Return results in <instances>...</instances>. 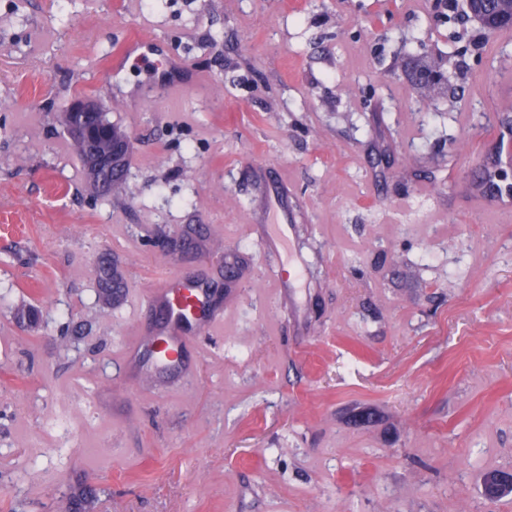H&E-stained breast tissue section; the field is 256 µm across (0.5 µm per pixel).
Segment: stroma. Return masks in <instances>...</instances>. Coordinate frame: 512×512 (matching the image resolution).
<instances>
[{"label": "stroma", "instance_id": "1", "mask_svg": "<svg viewBox=\"0 0 512 512\" xmlns=\"http://www.w3.org/2000/svg\"><path fill=\"white\" fill-rule=\"evenodd\" d=\"M437 0H0V512H512V217L474 190L512 32ZM142 47L120 72L132 38ZM448 89L425 97L422 60ZM201 83L170 95L173 62ZM103 101L127 180L85 191L58 111ZM288 188L302 287L266 242ZM218 249L169 250L185 228ZM248 271L225 283V252ZM118 261L119 302L96 294ZM180 274L224 326L126 356ZM42 321H20L22 304Z\"/></svg>", "mask_w": 512, "mask_h": 512}]
</instances>
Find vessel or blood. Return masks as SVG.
<instances>
[{
  "label": "vessel or blood",
  "mask_w": 512,
  "mask_h": 512,
  "mask_svg": "<svg viewBox=\"0 0 512 512\" xmlns=\"http://www.w3.org/2000/svg\"><path fill=\"white\" fill-rule=\"evenodd\" d=\"M265 210L271 218L272 239L285 242V226L292 223L293 217L279 187L269 189ZM149 299L164 306L166 311L163 328L150 338L156 367L179 364L191 333L206 331L220 323L218 313L208 303L203 283L171 276L150 294Z\"/></svg>",
  "instance_id": "vessel-or-blood-1"
}]
</instances>
